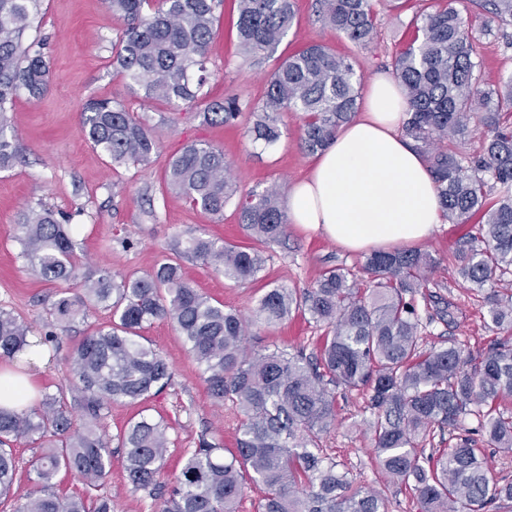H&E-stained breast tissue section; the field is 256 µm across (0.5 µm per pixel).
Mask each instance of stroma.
<instances>
[{"mask_svg":"<svg viewBox=\"0 0 512 512\" xmlns=\"http://www.w3.org/2000/svg\"><path fill=\"white\" fill-rule=\"evenodd\" d=\"M437 0H405L397 10L380 7L378 36L361 48L325 25L317 16V0H294V24L279 45L275 59L262 65L246 62L237 47L232 18L234 0H225L217 10L218 21L208 67L215 77L207 86L209 97L219 100L227 93L238 95L242 105L258 101L264 76L276 59L284 58L311 42L323 43L337 54L349 57L365 78L386 72L392 57L404 46L416 15L433 10ZM37 38L45 44L50 67V88L41 98L20 92L10 114L12 135L20 158L12 168L0 171V306L32 326L45 331L52 318L49 309L62 292L77 290L80 281L50 283L33 275L20 256L14 226L27 203L42 201L70 218L80 265L106 267L121 274L151 273L167 258L180 257L186 277L196 288L225 308L250 315L267 289L284 286L301 290L312 286L328 268H354L363 255L343 251L320 234L289 226L282 241L266 248L268 261L256 281L244 284L224 279L201 260L184 255L189 234H202L238 246L252 240L237 222L234 206L224 210L222 222L192 208L186 199L167 190L165 169L170 156L192 141L223 150L235 169L241 193L263 191L275 185L288 194L306 178L315 157L299 144L301 121L297 114L283 113L287 135L273 147L252 144L243 128L227 127L207 120L202 109H178L165 103L145 101L129 95L112 73V47L120 19L106 9L104 0H39ZM474 48L484 76L490 83L512 75V48L505 35L512 26L501 27L490 13L471 21ZM118 98L136 118L154 128L160 138L158 157L148 168L113 165L93 149L80 132V113L87 102ZM478 229L477 221L466 224L442 222L422 244V251L437 260L420 296L443 299L448 315L436 321L425 336L426 345L452 340L464 351L487 350L498 336L484 319L480 297L464 288L454 270L458 244ZM102 308L91 309L86 319L63 332L57 349L47 350L42 365L33 367L38 395L70 390L73 380L66 360L84 336L109 323ZM320 331L309 316L295 313L274 329L252 326L245 347L254 353L278 342L314 350ZM144 337L156 345L170 363L174 378L169 387L147 405L113 403L103 422L102 433L110 441L112 466L103 487L112 496L116 512H153L147 493L132 490L126 481L124 450L118 434L141 408L163 417L170 425V453L158 483L168 490L181 466L185 450L199 439L232 449L236 446L239 417L230 404L210 397L202 371L165 320L147 325ZM337 421L325 436L323 446L339 471L347 473L353 487L385 488L390 512H418L412 492L401 485H385L372 453L367 431L370 412L365 396L357 390L337 388Z\"/></svg>","mask_w":512,"mask_h":512,"instance_id":"obj_1","label":"stroma"}]
</instances>
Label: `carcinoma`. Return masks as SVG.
<instances>
[{"instance_id":"obj_1","label":"carcinoma","mask_w":512,"mask_h":512,"mask_svg":"<svg viewBox=\"0 0 512 512\" xmlns=\"http://www.w3.org/2000/svg\"><path fill=\"white\" fill-rule=\"evenodd\" d=\"M38 0H0V170L16 160L8 113L20 90L32 97L49 87L41 43L29 40L38 23ZM224 0H106L123 20L116 33L112 68L130 95L189 107L205 104L211 120L246 121L253 143L275 145L280 115L303 116L302 148L314 154L336 137L358 109L362 75L353 62L323 45H307L268 74L262 97L248 113L235 94L207 100L205 87L214 38L215 11ZM240 52L260 63L273 56L293 27V0H236ZM321 21L359 47L377 35L375 0H318ZM419 15L413 36L392 60L409 110L406 137L429 162L442 216L466 224L480 214L478 233L457 248V274L469 290L484 295L491 324L505 335L484 353L464 354L454 342L422 347L428 325L442 315L421 317L417 288L436 267L426 252L397 249L367 256L361 270L370 288L361 292L356 274L330 268L302 294L277 286L260 298L250 317L215 304L165 260L153 272L116 278L106 268L80 272L68 219L37 202L16 225L21 256L48 282L81 280L75 294L52 303L53 323L38 344H58L59 332L90 308L112 314L111 324L85 336L67 358L89 425L71 431L72 402L64 392L45 395L37 407H0V501L14 512H113L112 500L94 494L111 467L108 441L97 431L112 403H140L170 385L173 371L162 352L141 342L139 331L156 319L170 322L202 368L212 398L240 414L235 451L202 438L186 451L167 497L156 512H237L245 479L263 489L257 512H389L380 490L351 489L347 473L323 452V437L336 423L335 387L363 390L372 419L373 453L386 481L414 492L420 512H498L512 506V482L489 464L484 446L512 450V78L506 97L483 78L473 53L472 28L461 10H483L512 23V0H464ZM490 133L474 157L448 142L462 141L473 120ZM81 134L112 163L143 168L155 161L159 140L152 128L114 98L86 105ZM166 183L192 207L216 218L237 193L224 152L191 142L167 164ZM497 201L487 206V196ZM238 221L260 246L279 241L288 219L275 185L250 192L236 206ZM185 253L236 283L257 279L267 256L203 235L187 241ZM301 311L323 330L317 350L277 346L249 354L243 337L252 325L276 327ZM30 327L0 308V358L22 354ZM473 419L476 427H468ZM168 423L142 415L126 425L125 472L135 490L154 489L168 452ZM448 447L434 448L435 436ZM41 445L29 461L33 489L16 493L17 464L10 443ZM79 481L84 492L62 496L59 473Z\"/></svg>"}]
</instances>
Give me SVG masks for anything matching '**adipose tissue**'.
Instances as JSON below:
<instances>
[{"instance_id":"obj_1","label":"adipose tissue","mask_w":512,"mask_h":512,"mask_svg":"<svg viewBox=\"0 0 512 512\" xmlns=\"http://www.w3.org/2000/svg\"><path fill=\"white\" fill-rule=\"evenodd\" d=\"M408 103L378 74L362 112L342 125L288 195V219L354 252L412 248L437 230L441 208L426 158L404 136Z\"/></svg>"}]
</instances>
